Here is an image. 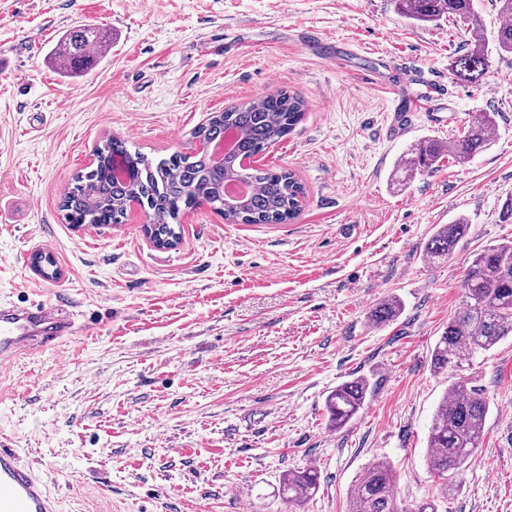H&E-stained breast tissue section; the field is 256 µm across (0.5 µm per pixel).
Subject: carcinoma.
Returning <instances> with one entry per match:
<instances>
[{
  "mask_svg": "<svg viewBox=\"0 0 512 512\" xmlns=\"http://www.w3.org/2000/svg\"><path fill=\"white\" fill-rule=\"evenodd\" d=\"M398 11L412 22H461L471 30L481 28L474 0H395ZM504 21L495 35L494 50L477 35L450 64L455 82L480 86L491 67L492 53H512V0H499ZM110 41L102 30L84 25L62 34L48 51L59 73L68 77L87 60L88 49ZM304 102L299 94L280 91L255 101L215 112L192 132L200 144L224 138L225 128L236 131L234 147L224 153L223 163L203 149L174 153L156 163L128 141L116 136L97 147L95 167L76 177L64 196L62 211L69 224H119L128 201L136 200L147 211L155 237L171 238L185 211L206 204L224 218L238 224H282L295 219L301 210L303 189L287 170L243 168L242 157H255L280 142L301 121ZM494 113L484 112L464 136L443 142L426 139L416 144L403 162L406 171L432 167L448 155L467 161L488 149L495 131ZM229 182L250 186L233 209L227 203ZM470 233V224L460 218L439 226L425 246L434 259L453 254L460 239ZM462 300L448 320L431 353V368L449 378L448 389L439 402L428 431L427 464L435 476L445 479L460 474L465 461L479 448L490 403L468 386L462 375L473 360L512 336V240L485 245L465 269ZM402 304L388 299L369 314L376 326L394 321ZM369 382L355 377L336 386L326 398L332 427L341 428L363 409ZM396 475L388 463L370 466L359 477L349 502V512H406L393 495ZM320 486L314 467L285 473L279 493L291 503L311 499Z\"/></svg>",
  "mask_w": 512,
  "mask_h": 512,
  "instance_id": "1",
  "label": "carcinoma"
}]
</instances>
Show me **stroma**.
<instances>
[{
  "mask_svg": "<svg viewBox=\"0 0 512 512\" xmlns=\"http://www.w3.org/2000/svg\"><path fill=\"white\" fill-rule=\"evenodd\" d=\"M84 24L112 48L62 77L46 54ZM305 29L353 56L317 55ZM469 38L445 20L410 24L393 0H0V301H50L77 329L0 374V445L34 467L58 512H347L377 462L394 468L407 512L425 500L512 512L511 337L464 372L490 402L479 448L452 480L427 466L448 388L432 349L475 253L512 240L500 215L512 55L494 56L480 87L454 83ZM416 70L443 93L389 137L393 83ZM279 90L299 93L305 115L257 164L303 187L296 219L231 224L204 205L169 250L146 239L141 207L120 224L65 223L64 193L108 138L154 162L188 153L210 113ZM484 112L497 122L489 149L397 173L411 145L460 136ZM461 217L469 235L428 258L432 233ZM38 252L56 278L33 269ZM391 297L400 316L373 325ZM356 376L370 382L366 405L332 428L325 399ZM307 466L318 493L288 503L282 475Z\"/></svg>",
  "mask_w": 512,
  "mask_h": 512,
  "instance_id": "obj_1",
  "label": "stroma"
}]
</instances>
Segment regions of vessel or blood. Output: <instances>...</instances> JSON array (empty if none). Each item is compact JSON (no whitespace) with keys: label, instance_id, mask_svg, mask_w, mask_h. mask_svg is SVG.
<instances>
[{"label":"vessel or blood","instance_id":"b4317fda","mask_svg":"<svg viewBox=\"0 0 512 512\" xmlns=\"http://www.w3.org/2000/svg\"><path fill=\"white\" fill-rule=\"evenodd\" d=\"M75 322L54 304L31 300L0 302V371L22 354L70 339ZM57 502L22 464L15 449L0 448V512H56Z\"/></svg>","mask_w":512,"mask_h":512}]
</instances>
